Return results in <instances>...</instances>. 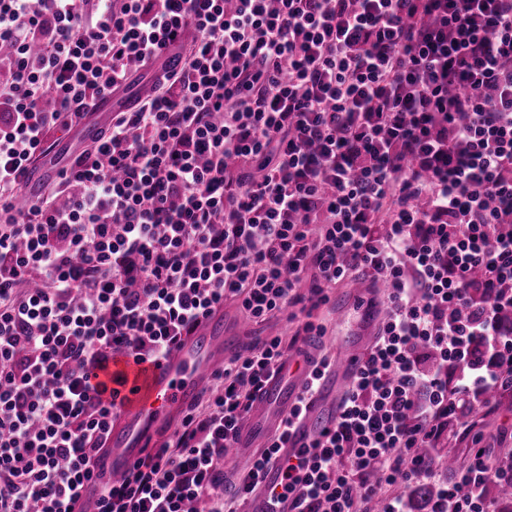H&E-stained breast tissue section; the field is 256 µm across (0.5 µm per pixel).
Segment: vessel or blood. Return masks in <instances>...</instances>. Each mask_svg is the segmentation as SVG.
I'll return each instance as SVG.
<instances>
[{"label":"vessel or blood","instance_id":"1","mask_svg":"<svg viewBox=\"0 0 512 512\" xmlns=\"http://www.w3.org/2000/svg\"><path fill=\"white\" fill-rule=\"evenodd\" d=\"M239 350V338L225 335L224 315L219 312L207 318L192 336L159 362L138 364L127 360L113 364V371L123 373L126 379L121 392L123 402L116 410L108 451L94 461L93 475L82 489L87 512H97L109 485L130 471L150 430L180 418L194 404L210 374ZM360 362L356 348L347 346L341 350L335 365L321 381L314 405L284 447L279 448L281 461L294 457L332 427L336 414L324 410L323 404L335 398L339 378L353 374ZM302 385L301 367L288 365L264 388L241 429L239 441L230 451L240 471L249 470L258 455L256 442L279 428ZM283 475L278 465L268 466L262 488L249 497L246 512H293L291 500L277 502L269 495L270 490L280 488Z\"/></svg>","mask_w":512,"mask_h":512}]
</instances>
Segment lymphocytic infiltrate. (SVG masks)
<instances>
[{"instance_id":"1","label":"lymphocytic infiltrate","mask_w":512,"mask_h":512,"mask_svg":"<svg viewBox=\"0 0 512 512\" xmlns=\"http://www.w3.org/2000/svg\"><path fill=\"white\" fill-rule=\"evenodd\" d=\"M154 71L27 210L51 133ZM384 287L336 422L284 466L295 512H405L467 414L512 391V0H0V512H83L123 377L234 303L298 320L226 360L98 512H229L224 464L336 284ZM491 449L429 512H490Z\"/></svg>"}]
</instances>
